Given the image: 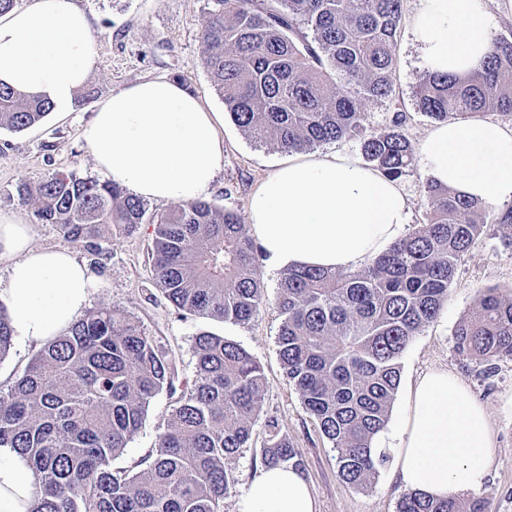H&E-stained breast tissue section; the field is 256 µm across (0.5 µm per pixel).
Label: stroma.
<instances>
[{
    "label": "stroma",
    "instance_id": "1",
    "mask_svg": "<svg viewBox=\"0 0 512 512\" xmlns=\"http://www.w3.org/2000/svg\"><path fill=\"white\" fill-rule=\"evenodd\" d=\"M79 4L92 18L95 64L82 97L76 98L67 111H53L43 122L22 131L0 127V216L29 219L28 210L17 200L20 181L35 184L58 171L98 178L94 157L81 131L96 105L112 92L142 79L165 77L182 83L207 107L219 112L225 109L206 66L201 39L204 0H79ZM395 57L392 99L364 103L367 129L384 130L399 107L409 114L405 134L416 145L435 122L415 105V91L428 66L408 25L400 27ZM221 134L224 168L206 199L243 219L252 192L288 155L272 145L254 143L229 120ZM146 208L148 221L128 233H108L99 256L92 255L85 244L64 237L51 224L34 225L32 244L72 252L84 262L93 278L87 309L111 306L139 322L147 335L172 354L182 379L190 380L195 375L194 341L199 332L224 336L251 353L266 378L262 412L277 417L303 460V474L318 512H397L402 492L391 464H384L368 487L354 488L344 483L333 449L284 374L277 344L282 317L275 304L282 270L259 262L265 302L247 324L184 314L156 289L148 260L154 235L150 219L169 212L173 205L150 201ZM489 287L504 293L512 291V247L507 245L503 229L494 223L486 225L478 243L459 264L438 317L414 337L405 351L388 423L396 425L402 418L408 388L418 374L435 367L458 373L486 407L497 434L496 460L484 492L488 510L512 512V360H498L488 371L459 355L454 347L456 324L473 311L480 292ZM171 409L167 395L153 399L143 427L129 440L115 467L133 466L153 448ZM264 442V423L259 420L253 426L249 448L242 450L236 463V485L224 501V512H236L240 494L262 466Z\"/></svg>",
    "mask_w": 512,
    "mask_h": 512
}]
</instances>
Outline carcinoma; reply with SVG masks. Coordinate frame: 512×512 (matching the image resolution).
Instances as JSON below:
<instances>
[{
    "label": "carcinoma",
    "mask_w": 512,
    "mask_h": 512,
    "mask_svg": "<svg viewBox=\"0 0 512 512\" xmlns=\"http://www.w3.org/2000/svg\"><path fill=\"white\" fill-rule=\"evenodd\" d=\"M403 15L404 0H205L211 82L255 142L298 152L361 137L365 157L399 179L413 159L407 112L396 109L387 129L368 134L357 100L390 99ZM416 105L437 122L512 116V35L496 39L469 75L428 73ZM53 109L44 97L0 86L1 127H32ZM16 192L34 223L98 252L106 231L131 230L146 213L122 188L73 172ZM424 196L423 224L361 269H290L278 286L281 365L336 452L339 476L357 488L388 458L371 443L388 422L401 358L437 318L486 224L487 203L430 179ZM256 254L234 212L181 204L155 222L153 284L179 311L245 324L264 301ZM13 336L0 306V359ZM453 336L458 353L489 370L512 359V295L484 291ZM194 349L195 377L181 381L175 358L112 307L44 344L0 395V447L24 456L41 487L30 512H224L266 381L252 354L220 335L199 333ZM163 392L175 402L154 448L131 469L113 468ZM264 430V466L304 470L276 417L265 418ZM398 512H487V501L405 493Z\"/></svg>",
    "instance_id": "obj_1"
}]
</instances>
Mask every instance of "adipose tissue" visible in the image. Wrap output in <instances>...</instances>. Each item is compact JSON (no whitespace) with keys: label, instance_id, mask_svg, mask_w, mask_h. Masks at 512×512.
<instances>
[{"label":"adipose tissue","instance_id":"ef3b65f1","mask_svg":"<svg viewBox=\"0 0 512 512\" xmlns=\"http://www.w3.org/2000/svg\"><path fill=\"white\" fill-rule=\"evenodd\" d=\"M410 25L430 71L465 75L492 49L487 0H420ZM91 18L77 0H30L0 17V83L68 109L94 64ZM220 115L179 83L152 78L99 103L82 129L98 171L144 200L202 199L224 163ZM428 178L458 194L512 201V127L489 119L437 124L420 142ZM251 234L274 268L352 270L406 235L410 201L380 171L331 151L280 163L251 194ZM16 336L47 343L84 309L92 278L64 250L36 248L29 224L0 216V260ZM375 449L395 448L404 491L436 499L482 491L497 437L465 381L431 369L409 387L402 425L379 432ZM41 493L27 460L0 447V512H29ZM236 512H317L293 467L263 469Z\"/></svg>","mask_w":512,"mask_h":512}]
</instances>
